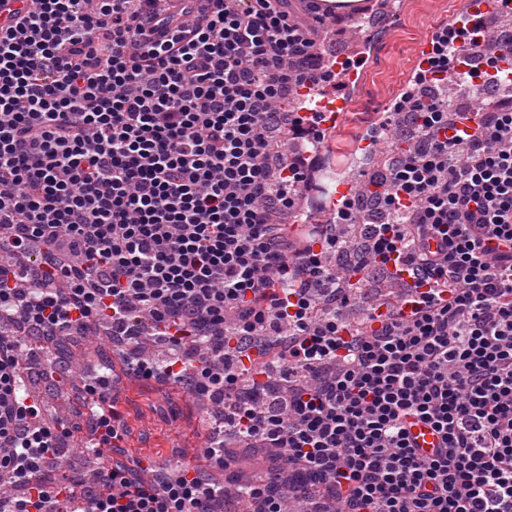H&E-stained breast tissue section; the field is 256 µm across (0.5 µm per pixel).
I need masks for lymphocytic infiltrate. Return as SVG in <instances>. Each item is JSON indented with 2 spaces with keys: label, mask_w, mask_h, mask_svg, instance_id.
I'll return each mask as SVG.
<instances>
[{
  "label": "lymphocytic infiltrate",
  "mask_w": 512,
  "mask_h": 512,
  "mask_svg": "<svg viewBox=\"0 0 512 512\" xmlns=\"http://www.w3.org/2000/svg\"><path fill=\"white\" fill-rule=\"evenodd\" d=\"M0 25V312L63 336L103 321L138 377L224 408V441L278 451L259 512H512V66L480 55L483 13L428 36L395 119L353 136L399 150L324 224L296 211L332 112L283 111L337 71L315 0H22ZM498 95L472 120L448 79ZM402 283L364 323L372 273ZM195 359L139 356L141 320ZM0 337V512H46L64 431L28 423ZM256 366L246 367L250 355ZM424 425L437 444L411 438ZM198 469L155 485L116 466L76 512H214Z\"/></svg>",
  "instance_id": "1"
}]
</instances>
